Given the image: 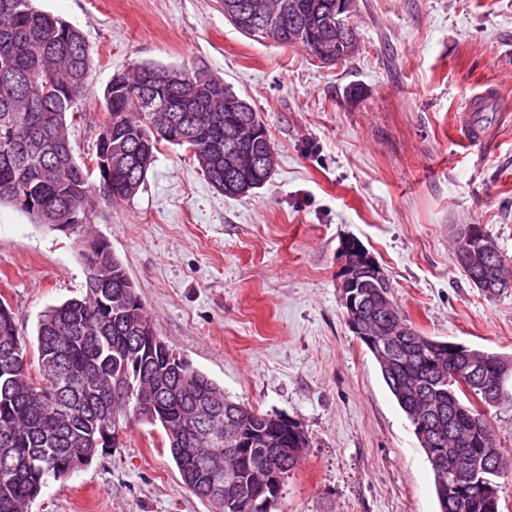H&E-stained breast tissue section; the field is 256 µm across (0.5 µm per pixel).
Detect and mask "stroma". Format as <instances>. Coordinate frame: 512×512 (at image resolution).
I'll list each match as a JSON object with an SVG mask.
<instances>
[{
    "instance_id": "1",
    "label": "stroma",
    "mask_w": 512,
    "mask_h": 512,
    "mask_svg": "<svg viewBox=\"0 0 512 512\" xmlns=\"http://www.w3.org/2000/svg\"><path fill=\"white\" fill-rule=\"evenodd\" d=\"M35 5L91 48L90 93L70 126L77 161L95 149L112 75L143 63L219 75L266 126L275 168L245 198L224 197L168 143L131 199L90 180L92 231L158 335L225 396L308 437L273 512H438L414 428L346 324L341 243L376 258L419 333L512 357V288L485 297L450 242L454 225L481 224L512 260V111L485 112L483 144L454 127L475 93L496 85L512 98V0H353L361 44L336 65L242 35L218 0ZM80 253L75 236L0 205V298L27 343L47 308L81 296ZM30 512L212 508L183 486L163 429L131 418L117 447L49 480Z\"/></svg>"
}]
</instances>
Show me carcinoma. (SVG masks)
Here are the masks:
<instances>
[{
	"label": "carcinoma",
	"instance_id": "obj_1",
	"mask_svg": "<svg viewBox=\"0 0 512 512\" xmlns=\"http://www.w3.org/2000/svg\"><path fill=\"white\" fill-rule=\"evenodd\" d=\"M272 14L269 25L253 12ZM226 18L243 35L272 40L281 46L300 45L316 58L329 51L337 60L352 58L359 47L356 26L340 27L338 0H219ZM91 50L76 26L36 9L32 0H0V204L32 216L36 223L53 228L69 212L84 215L93 210L94 189L86 163L66 153L70 144L68 115L89 92ZM107 122L96 143L95 154L108 156L111 179L108 195L114 200L133 197L145 183L158 145L157 120L163 112L182 123L185 145L210 184L228 198L248 196L255 186L243 175L224 170V156L250 144L264 146L266 127L252 105L241 112L244 98L224 80L204 69H175L143 64L120 72L104 94ZM34 189L41 206L19 205L18 197ZM490 243L488 259L512 279V264L482 224H459L453 235L454 254L472 247L473 232ZM84 269V293L48 308L38 321L36 343L41 383L34 382L23 361L27 342L19 335L14 312L0 301V512H29L49 478L71 468L73 459L93 458L104 435L112 432V392L123 385L132 389L124 399L140 421L167 429L172 459L182 484L200 499H209V488H227L247 505L259 460L267 448L261 441L269 414L237 403L239 440L249 443L250 466L224 471V428L203 437L204 424L185 421L186 408L211 399L224 416V388L191 367L186 377L176 371L165 376L171 348L154 352L149 338L154 323L139 297L116 310L112 296L131 292L127 271L107 246L100 252L90 285ZM397 363L382 379L398 406L414 420L417 406L427 400L440 414L448 434L434 433L425 454L467 448L483 457L497 447L487 412L451 381L445 342L423 336L399 308L392 319ZM150 393L161 401L164 418H147L139 397ZM284 433L290 449L281 469L285 478L295 469L298 449L308 446L306 434L293 421ZM445 500L439 512H501L498 479L484 472L470 479L443 474Z\"/></svg>",
	"mask_w": 512,
	"mask_h": 512
}]
</instances>
